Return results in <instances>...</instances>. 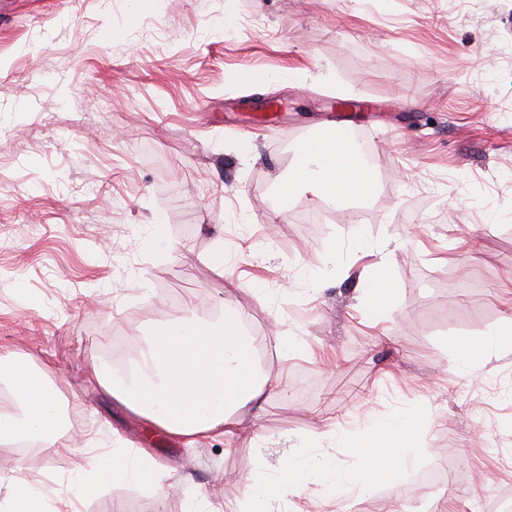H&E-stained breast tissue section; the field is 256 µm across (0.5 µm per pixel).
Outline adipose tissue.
<instances>
[{
	"mask_svg": "<svg viewBox=\"0 0 512 512\" xmlns=\"http://www.w3.org/2000/svg\"><path fill=\"white\" fill-rule=\"evenodd\" d=\"M335 144L318 143L298 152L279 185L281 210H288L300 193L313 192L330 204L369 197L374 181L367 172L342 160ZM394 284L385 270L365 280L361 299L374 321L386 320ZM247 315L240 310L225 312L220 322L202 318H179L153 326L132 375H119L107 364L92 362L89 377L131 413L155 429L179 438L187 447L199 439L229 437L256 441L251 426L262 412L271 382L258 371L255 350L245 334ZM512 334V321L485 337L453 342L460 369L487 357L503 337ZM15 408L0 409V438L37 440L62 444L65 431L57 400L39 374L15 362L7 373ZM418 419L399 412L384 418L371 417L362 432H338V445L355 456L360 471L355 483L326 458L312 456L285 464L281 477L245 484L244 512H275V504L287 492L322 487L337 494L352 485L365 494L379 482H398L430 450L418 439ZM166 475L146 457L116 448L96 455L90 468H78L68 482L62 503L81 499L98 487L132 480L159 492ZM49 491L14 479L10 493L0 501V512H49Z\"/></svg>",
	"mask_w": 512,
	"mask_h": 512,
	"instance_id": "adipose-tissue-1",
	"label": "adipose tissue"
}]
</instances>
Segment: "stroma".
<instances>
[{"mask_svg": "<svg viewBox=\"0 0 512 512\" xmlns=\"http://www.w3.org/2000/svg\"><path fill=\"white\" fill-rule=\"evenodd\" d=\"M135 8L0 0V356L43 375L86 449L0 446V475L58 489L90 449L124 446L167 472L164 491L111 483L74 512H222L225 473L323 454L353 476L327 431L404 411L432 455L345 491L342 512L512 496V342L465 372L451 347L512 317V0ZM338 125L364 132L373 195L279 212L298 141ZM384 257L395 291L374 326L358 296ZM228 306L283 378L260 441L184 447L90 382L126 331ZM284 336L301 347L288 359Z\"/></svg>", "mask_w": 512, "mask_h": 512, "instance_id": "1", "label": "stroma"}]
</instances>
